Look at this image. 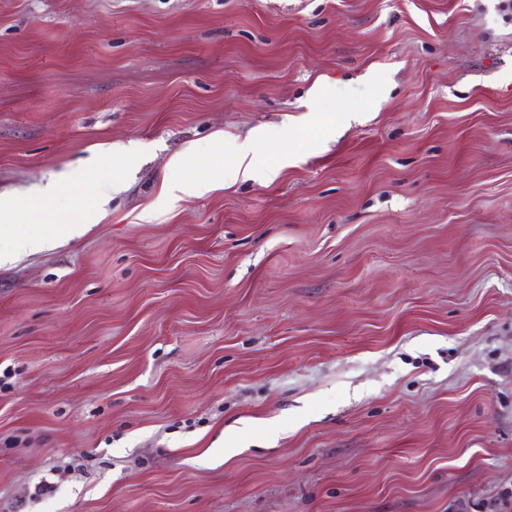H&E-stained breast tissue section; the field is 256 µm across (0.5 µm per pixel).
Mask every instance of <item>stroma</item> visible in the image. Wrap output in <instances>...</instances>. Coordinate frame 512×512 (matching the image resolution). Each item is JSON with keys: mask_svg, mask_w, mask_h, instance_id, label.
Wrapping results in <instances>:
<instances>
[{"mask_svg": "<svg viewBox=\"0 0 512 512\" xmlns=\"http://www.w3.org/2000/svg\"><path fill=\"white\" fill-rule=\"evenodd\" d=\"M78 170L0 512H512V0H0V197ZM251 143L249 140L242 143L236 153V159L224 167L208 169L206 175L196 181H173L169 192L174 197L201 196L209 191L224 188L240 180L252 179L255 176L253 160L250 157Z\"/></svg>", "mask_w": 512, "mask_h": 512, "instance_id": "35a3bbf8", "label": "stroma"}]
</instances>
